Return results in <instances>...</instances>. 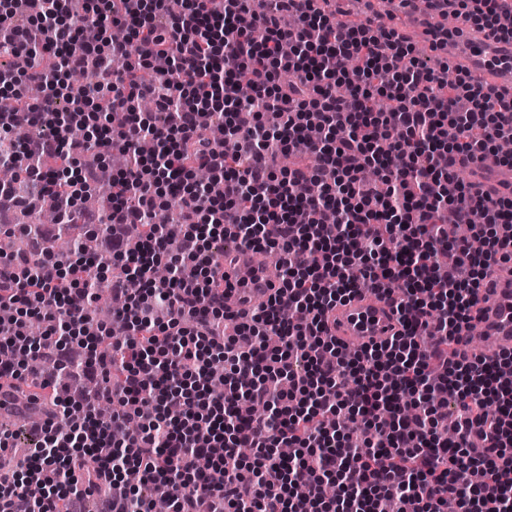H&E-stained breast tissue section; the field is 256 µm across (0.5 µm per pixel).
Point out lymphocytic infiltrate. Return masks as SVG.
<instances>
[{
	"label": "lymphocytic infiltrate",
	"instance_id": "1",
	"mask_svg": "<svg viewBox=\"0 0 512 512\" xmlns=\"http://www.w3.org/2000/svg\"><path fill=\"white\" fill-rule=\"evenodd\" d=\"M0 0V54L29 52L20 72L0 67V162L20 163L0 184V390L26 385L46 405L23 430L0 427V455L18 443L25 461L0 463V512H149L148 489L164 484L169 512H512V350L470 355L462 330L474 319L489 268L512 261V198L475 192L460 170L484 167L490 145L512 138V90L447 67L431 68L396 29L349 22L316 0H270L251 27L250 0ZM512 42V0H424ZM296 25H281L284 16ZM124 25L128 38L114 40ZM98 37H83L86 26ZM94 69L95 80L68 78ZM293 75L277 79L281 69ZM156 79L144 84L140 71ZM247 81L248 100L237 86ZM41 85L42 100L25 96ZM390 102L375 110L373 95ZM154 113L139 111L142 98ZM128 122L113 129L109 112ZM164 122H157L156 113ZM222 116L223 140L208 119ZM32 129L24 145L12 131ZM150 139L157 152L140 156ZM125 157L109 212L82 210L95 181L86 154ZM311 156L314 168H275L279 156ZM223 182L212 196L195 179ZM53 195L60 223L100 235L97 255L64 263L44 253L28 270L3 247L26 199ZM180 209L178 224L155 212ZM481 212L490 234L471 249L442 221ZM140 225L138 249L128 229ZM278 249L284 273L269 304L224 333V251ZM166 264L169 276L152 271ZM129 267L142 282L101 268ZM407 332L349 359L329 334L326 311L359 286L389 292ZM126 294L128 337L117 353L93 343L111 335L90 305L100 292ZM294 309L296 319L280 314ZM38 318L40 336L27 321ZM53 370L36 374L31 359ZM455 394L457 437L437 391ZM111 403L108 418H73L77 404ZM484 445L473 455V441ZM292 447L282 457V446ZM335 481V497L321 493Z\"/></svg>",
	"mask_w": 512,
	"mask_h": 512
}]
</instances>
